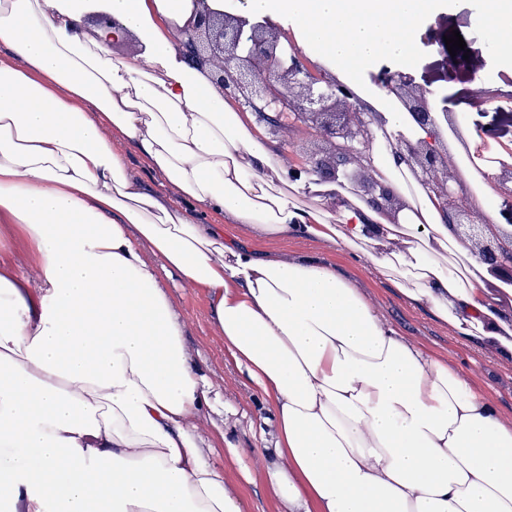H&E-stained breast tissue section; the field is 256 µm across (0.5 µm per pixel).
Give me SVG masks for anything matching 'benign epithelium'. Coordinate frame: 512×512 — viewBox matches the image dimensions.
Listing matches in <instances>:
<instances>
[{"label": "benign epithelium", "instance_id": "obj_1", "mask_svg": "<svg viewBox=\"0 0 512 512\" xmlns=\"http://www.w3.org/2000/svg\"><path fill=\"white\" fill-rule=\"evenodd\" d=\"M175 46L208 70L221 97L254 112L272 133L301 128L322 142L321 151L306 156L293 168L295 173H314L322 179L344 174L364 188L372 205L389 209L400 205L380 185L367 160L377 112L352 86L305 65L298 50L284 59L273 27L230 17L209 8L207 0H197L193 21L177 32ZM372 80L433 138L427 143L398 135L391 146L395 164L408 165L416 179L443 201L448 223L476 247L480 258L492 264L508 261L512 232L490 234V225L473 207V194L458 176L448 135L463 153L469 152V141L448 107L431 104L429 91L416 85L408 73L380 74ZM483 176L490 188L512 199L511 160H497L496 173Z\"/></svg>", "mask_w": 512, "mask_h": 512}]
</instances>
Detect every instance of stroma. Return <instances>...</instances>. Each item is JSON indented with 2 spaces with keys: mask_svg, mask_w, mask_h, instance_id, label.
<instances>
[{
  "mask_svg": "<svg viewBox=\"0 0 512 512\" xmlns=\"http://www.w3.org/2000/svg\"><path fill=\"white\" fill-rule=\"evenodd\" d=\"M477 11L468 0L449 7L448 11L430 17L423 25L434 39L424 46V58L412 74L417 84L430 90L431 103H440L452 96L455 85L474 80L469 60L481 58L491 86L500 88L503 96L491 111L478 113L469 125L482 142L494 145L500 138L496 117L512 114V86L503 84L505 67L493 66L490 53L475 32ZM459 31L466 43L465 55H450L444 38ZM264 251L288 254H316L352 277L377 305L386 322L401 335L447 358L449 365L471 372L478 385L512 419V365L484 355L476 346L460 342L447 326L436 321L424 308L403 302L390 282L379 278L365 263L341 251L325 248L300 237L264 244ZM160 280L172 295L179 314L185 321V345L194 355L202 372L216 385L224 402V418L228 424L225 438L216 439L208 460L230 468L235 488L242 495L246 512H278L276 501L266 489L252 482L251 477L264 465L260 446L261 399L247 375L225 352L213 329V299L201 288L184 287L172 274H161ZM235 446L237 455H229L228 446Z\"/></svg>",
  "mask_w": 512,
  "mask_h": 512,
  "instance_id": "35a3bbf8",
  "label": "stroma"
}]
</instances>
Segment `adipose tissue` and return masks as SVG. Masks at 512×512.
<instances>
[{"instance_id":"obj_1","label":"adipose tissue","mask_w":512,"mask_h":512,"mask_svg":"<svg viewBox=\"0 0 512 512\" xmlns=\"http://www.w3.org/2000/svg\"><path fill=\"white\" fill-rule=\"evenodd\" d=\"M0 0V512H243L206 458L212 385L159 271L214 298L213 326L269 416L255 473L279 512H512V420L465 373L390 327L296 235L392 282L456 337L512 361V268L482 260L406 165L408 113L372 125L374 174L402 201L371 206L341 177H292L247 113L178 56L193 0ZM138 38L140 58L111 57ZM120 136L172 184L134 180ZM247 226L246 244L190 206ZM32 258L31 271L10 258Z\"/></svg>"}]
</instances>
